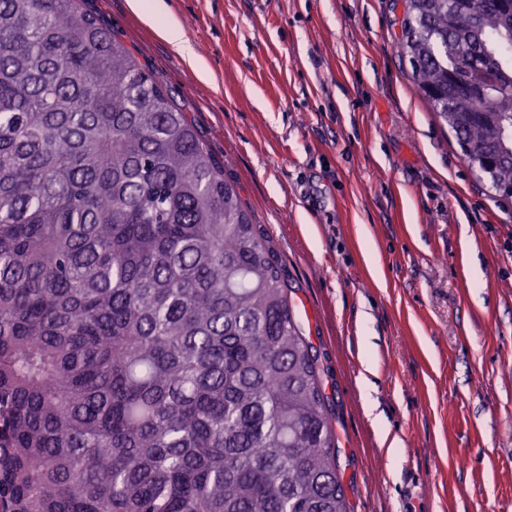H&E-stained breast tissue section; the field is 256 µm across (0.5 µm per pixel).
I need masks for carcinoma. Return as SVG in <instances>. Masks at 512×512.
I'll return each instance as SVG.
<instances>
[{"label":"carcinoma","mask_w":512,"mask_h":512,"mask_svg":"<svg viewBox=\"0 0 512 512\" xmlns=\"http://www.w3.org/2000/svg\"><path fill=\"white\" fill-rule=\"evenodd\" d=\"M400 47L503 194L512 0H406ZM283 284L111 26L83 0H0V512H347Z\"/></svg>","instance_id":"carcinoma-1"}]
</instances>
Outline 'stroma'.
I'll list each match as a JSON object with an SVG mask.
<instances>
[{
  "label": "stroma",
  "instance_id": "stroma-1",
  "mask_svg": "<svg viewBox=\"0 0 512 512\" xmlns=\"http://www.w3.org/2000/svg\"><path fill=\"white\" fill-rule=\"evenodd\" d=\"M87 0L170 93L277 254L348 512H512V198L414 88L405 0ZM158 34L166 40L190 65L196 67L202 78L206 76L204 67L196 58L189 41L184 37L178 21L172 17H165L162 26L158 28Z\"/></svg>",
  "mask_w": 512,
  "mask_h": 512
}]
</instances>
